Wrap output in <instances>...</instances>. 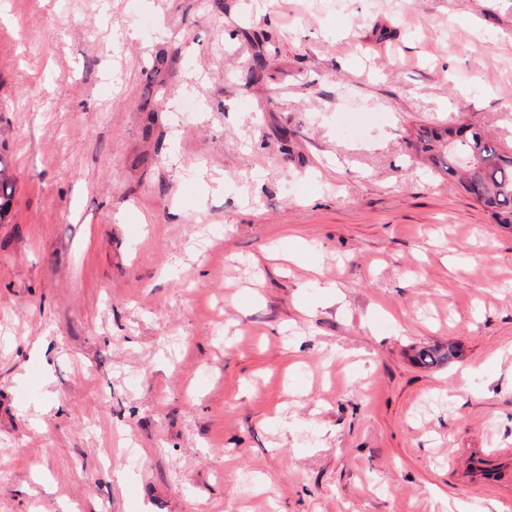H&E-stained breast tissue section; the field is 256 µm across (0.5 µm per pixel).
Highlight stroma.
<instances>
[{"instance_id": "35a3bbf8", "label": "stroma", "mask_w": 512, "mask_h": 512, "mask_svg": "<svg viewBox=\"0 0 512 512\" xmlns=\"http://www.w3.org/2000/svg\"><path fill=\"white\" fill-rule=\"evenodd\" d=\"M463 121L512 0H0V512H512V230L407 146ZM14 191V181L8 164L0 157V222L8 214Z\"/></svg>"}]
</instances>
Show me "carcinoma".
Segmentation results:
<instances>
[{
    "instance_id": "1",
    "label": "carcinoma",
    "mask_w": 512,
    "mask_h": 512,
    "mask_svg": "<svg viewBox=\"0 0 512 512\" xmlns=\"http://www.w3.org/2000/svg\"><path fill=\"white\" fill-rule=\"evenodd\" d=\"M415 156L430 169L448 177V183L490 212L491 219L512 229V152L501 148L481 127L461 123L423 128L408 142ZM14 181L0 157V220L8 214ZM455 358L453 348H423L417 359L424 366Z\"/></svg>"
}]
</instances>
